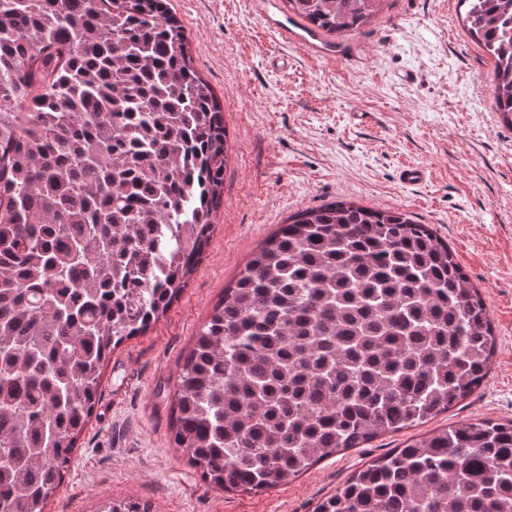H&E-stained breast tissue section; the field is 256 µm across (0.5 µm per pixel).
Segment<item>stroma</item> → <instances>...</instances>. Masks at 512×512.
I'll use <instances>...</instances> for the list:
<instances>
[{
    "label": "stroma",
    "mask_w": 512,
    "mask_h": 512,
    "mask_svg": "<svg viewBox=\"0 0 512 512\" xmlns=\"http://www.w3.org/2000/svg\"><path fill=\"white\" fill-rule=\"evenodd\" d=\"M193 65L224 106V204L189 285L113 350L99 402L47 512H314L356 470L463 421L512 420V123L492 108L493 62L458 0H386L345 33L348 62L282 42L252 0H170ZM426 171L401 183L406 165ZM347 199L431 225L479 288L495 335L481 387L427 423L315 463L260 494L204 482L173 442L183 359L224 289L288 217Z\"/></svg>",
    "instance_id": "35a3bbf8"
}]
</instances>
